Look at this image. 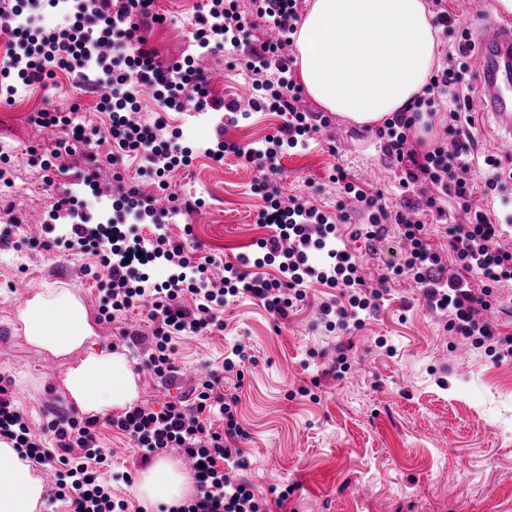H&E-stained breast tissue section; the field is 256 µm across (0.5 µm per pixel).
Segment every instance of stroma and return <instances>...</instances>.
<instances>
[{"mask_svg": "<svg viewBox=\"0 0 512 512\" xmlns=\"http://www.w3.org/2000/svg\"><path fill=\"white\" fill-rule=\"evenodd\" d=\"M201 2L156 0L166 21L151 31L150 44L164 61L196 54L214 94L246 103L251 78L236 61L222 51H196ZM140 99L141 120L165 117L195 149L190 166L174 170L167 181L170 192L198 197L203 205L166 219L165 232L178 238L184 225H191L195 262H235L267 234L255 222L261 200L252 186L268 167L232 154L220 162L207 155L220 113L164 115L149 94ZM40 108L71 112L92 139L101 140V152L111 150L103 141L107 115L97 111L87 88L64 74L44 88H18L13 104L0 105V153L10 157L8 178L0 180V371L10 380L17 407L37 433L52 419L77 412L62 385L69 358L36 349L23 337L14 288L20 279L39 288H70L82 297L95 318L98 348L129 358L138 404L158 410L191 399L194 382L164 381L144 366L152 344L144 309L109 322L99 319L100 294L89 274L99 264L97 256L26 243L31 225L70 223L66 213L52 210L54 196L64 191L88 197L90 224L113 219L110 196H91L80 177L81 153L60 158L51 171L41 167L39 155L51 152L56 139L30 122V112ZM330 119L304 147L281 158L276 177L284 195L305 192L319 208L335 211L340 187L330 176L339 167L350 181L381 191L387 206L399 208V172L383 156L374 126H358L335 113ZM285 121L275 112H255L227 125L226 136L253 146ZM358 221L351 216L338 233L381 298L378 312L350 336L347 374H329L342 338L318 321L319 304L335 294L319 284L308 289L304 305L280 321L249 296L230 299L223 308V331L180 337L176 369L220 373L225 353L245 347L251 359L244 379H226L224 389L239 397L246 477L263 495L273 488L292 490L280 512H512V357L494 359L448 335L412 280L386 276L403 248L399 226L387 225L383 238L370 244L352 237ZM302 385L314 386V397L301 395ZM97 441L110 452L113 470L140 476V451L125 434L102 419Z\"/></svg>", "mask_w": 512, "mask_h": 512, "instance_id": "35a3bbf8", "label": "stroma"}]
</instances>
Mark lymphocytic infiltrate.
<instances>
[{"mask_svg": "<svg viewBox=\"0 0 512 512\" xmlns=\"http://www.w3.org/2000/svg\"><path fill=\"white\" fill-rule=\"evenodd\" d=\"M254 5L257 16L273 25L272 39L252 45L250 23L239 0H207L197 17L194 41L210 52L227 46L236 50L238 63L252 78L251 108L283 113L287 121L264 143L247 148L226 140L223 125H216L207 153L212 158L232 153L273 168L283 150L305 145L311 133L329 126L330 120L298 107L302 89L293 76L296 60L288 52L300 20L297 0H254ZM433 6L434 27L454 38L448 56L431 72L421 95L376 131L391 164L402 172V193L412 194V201L391 212L381 192H366L342 172L333 180L354 199L364 219L355 236L375 241L382 238L386 225H401L407 247L390 271L410 276L421 287L431 312L446 316L448 332L473 348L511 357L512 336L502 335L484 318L495 302V288L512 280V249L503 244L512 228L502 224L487 204L501 191V161L493 154L475 155L470 128L476 104L471 85L463 81L475 49L470 33L449 13L445 0H433ZM34 9L31 0H0V31L8 38L0 56V101L11 102L17 86L45 85L59 70L89 89H101L97 109L109 117L106 139L114 150L85 152V183L93 192L102 190L98 181L102 165L117 164L123 156L145 154V173L155 180L192 160V149L177 145L179 129H167L161 120L148 124L138 119L141 92H150L165 112H224L230 122H237L238 102L213 94L193 56L159 64L145 35L150 26L164 22L154 0H73L66 20L52 28L21 23V16ZM190 85L195 88L191 97L185 93ZM443 101L448 104L443 138L424 151L411 148L422 131L431 130L430 119L439 114ZM29 120L63 133L51 156L42 159L43 168L54 167L57 159L89 142L84 128L63 113L41 109L31 112ZM477 169L486 175L478 199L473 196L472 177ZM253 191L264 202L258 223L275 233L258 240L255 250L240 254L236 262L225 263L219 277H208L205 266L194 263L186 244L163 232L166 210L157 208L154 196L136 186H113V223L67 228L72 250L100 255L104 273L96 281L103 294L101 319L112 321L134 305L147 303L154 346L144 364L156 377L174 372L171 354L181 335L223 329L219 313L231 297L250 295L274 317L284 319L304 301L308 285L336 288L339 296L321 304L319 320L326 328L341 331L361 326L362 313L376 309L379 294L366 289L356 261L348 252L329 246L336 235L337 216L304 197L284 196L279 181L271 177L257 181ZM450 199L467 214L465 223H448L444 204ZM429 214L447 222V255L466 272V279L440 284L437 274L443 255L427 239L424 218ZM129 216L149 218L156 229L148 246L129 244L131 227L125 222ZM159 259L176 271L153 285L147 270ZM271 265L278 270L276 277L258 275V268ZM237 404L236 395L225 394L220 377L211 375L200 382L191 404L169 402L158 411L135 405L109 423L141 448L142 462L172 450L192 461L196 491L171 512H268L266 497L258 495L243 475L247 460L234 451L246 436L235 416ZM215 414L224 422L222 429L210 425ZM96 425L92 417L61 416L49 422L48 438H41L0 384V437L12 441L19 458L30 465L55 468L53 498L67 502L69 512H144L114 498L111 484L102 480L100 470L108 459L98 445ZM50 438L55 448L47 447Z\"/></svg>", "mask_w": 512, "mask_h": 512, "instance_id": "obj_1", "label": "lymphocytic infiltrate"}]
</instances>
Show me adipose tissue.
Instances as JSON below:
<instances>
[{"label":"adipose tissue","instance_id":"1","mask_svg":"<svg viewBox=\"0 0 512 512\" xmlns=\"http://www.w3.org/2000/svg\"><path fill=\"white\" fill-rule=\"evenodd\" d=\"M300 79L326 110L368 125L401 111L426 84L439 42L424 0H312L295 35ZM26 342L57 357L78 354L63 384L85 414L104 416L134 402L135 374L121 353L92 349L95 329L81 297L41 288L20 303ZM192 490L188 474L160 460L136 486L150 502L179 503ZM43 481L0 438V512H36Z\"/></svg>","mask_w":512,"mask_h":512}]
</instances>
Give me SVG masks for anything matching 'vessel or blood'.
Masks as SVG:
<instances>
[{
  "mask_svg": "<svg viewBox=\"0 0 512 512\" xmlns=\"http://www.w3.org/2000/svg\"><path fill=\"white\" fill-rule=\"evenodd\" d=\"M480 49L481 101L502 133L503 151H512V27L492 20L476 29Z\"/></svg>",
  "mask_w": 512,
  "mask_h": 512,
  "instance_id": "1",
  "label": "vessel or blood"
}]
</instances>
